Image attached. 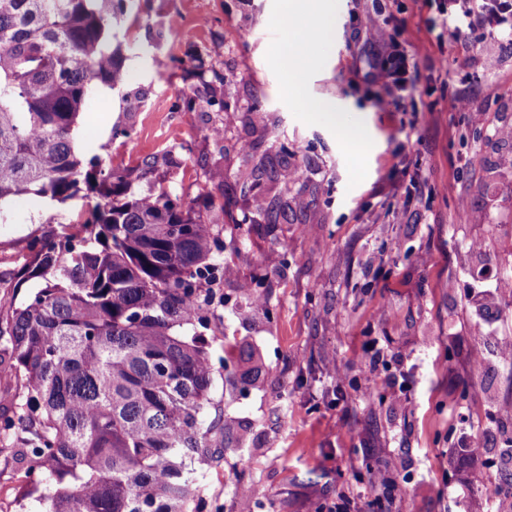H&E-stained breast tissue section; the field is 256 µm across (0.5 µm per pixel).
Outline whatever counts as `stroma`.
<instances>
[{
	"label": "stroma",
	"instance_id": "obj_1",
	"mask_svg": "<svg viewBox=\"0 0 512 512\" xmlns=\"http://www.w3.org/2000/svg\"><path fill=\"white\" fill-rule=\"evenodd\" d=\"M281 0H129L114 18L111 46L127 82L98 85L75 129L84 158L124 169L130 194L166 189L218 225L217 277L201 335L214 366L206 421L237 440L234 450L196 464L200 512H494L512 475L504 440L512 421V292L494 278L512 273V50L469 37L448 72L426 70L401 112H383L381 84L367 76L374 49L350 50L352 27L376 28L398 11V39L437 62L423 0H336L326 6L331 44H311L298 75L305 97L335 99L371 131L363 157L334 126L307 112L288 88L276 47ZM498 84L467 112L444 107L472 74ZM139 95V111L122 98ZM200 96L197 111L182 100ZM260 111H253V104ZM295 151L297 177L265 181L266 198L287 202L278 224L253 223L244 188L259 166L274 167L276 142ZM418 174L422 198L376 195ZM223 197L231 213L211 206ZM101 197L82 190L58 203L14 198L0 213V255L13 268L50 230ZM468 216L458 220L459 204ZM372 282L368 295L358 284ZM264 299L255 309L244 292ZM250 345L263 373L247 392L225 379L224 343ZM481 455L460 461L463 440ZM26 434L0 438V512H41L18 491L41 472L23 454ZM482 471L470 482L466 469ZM395 480L390 496L359 492Z\"/></svg>",
	"mask_w": 512,
	"mask_h": 512
}]
</instances>
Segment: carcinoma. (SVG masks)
<instances>
[{"label":"carcinoma","instance_id":"obj_1","mask_svg":"<svg viewBox=\"0 0 512 512\" xmlns=\"http://www.w3.org/2000/svg\"><path fill=\"white\" fill-rule=\"evenodd\" d=\"M125 0H0V207L34 195L65 203L81 185L106 202L81 215L0 285V377L22 376L25 402L0 410V432L31 434L42 512H189L192 463L231 449L205 423L214 368L202 322L214 292L212 224L161 188L120 198L126 176L84 162L74 130L99 83L126 80L111 49L112 15ZM278 176L290 181L288 143ZM257 215L277 224L284 208ZM36 291L17 299L32 282ZM250 367L233 378L245 392Z\"/></svg>","mask_w":512,"mask_h":512}]
</instances>
